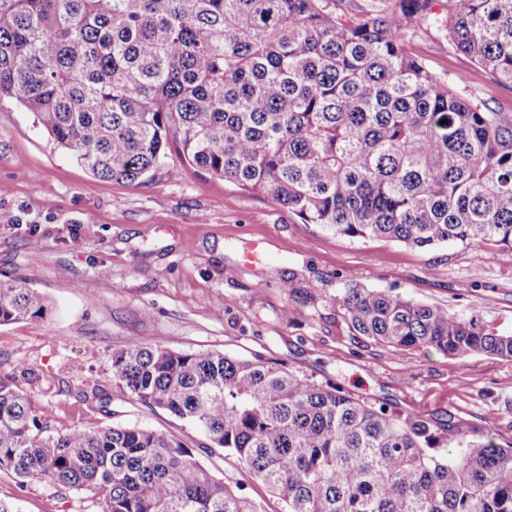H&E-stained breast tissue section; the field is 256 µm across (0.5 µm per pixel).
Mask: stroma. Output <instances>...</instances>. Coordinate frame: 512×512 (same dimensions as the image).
Segmentation results:
<instances>
[{
    "mask_svg": "<svg viewBox=\"0 0 512 512\" xmlns=\"http://www.w3.org/2000/svg\"><path fill=\"white\" fill-rule=\"evenodd\" d=\"M408 49L470 99L512 121V91L457 51L430 22ZM178 175H171V168ZM255 256L244 262L245 253ZM0 274L43 299V316L0 326V371L18 375L52 431L132 424L188 445L202 434L175 416L113 393L112 356L136 339L177 350L262 357L318 382L426 417H452L512 441V360L392 348L353 335L336 301L348 282L392 291L512 333V249L412 248L351 239L300 223L269 198L240 191L169 151L135 180L94 176L58 148L34 113L0 101ZM35 369L37 378L25 377ZM199 457L280 512L271 492L223 451ZM18 512H101L86 492L47 480L20 487L0 471Z\"/></svg>",
    "mask_w": 512,
    "mask_h": 512,
    "instance_id": "35a3bbf8",
    "label": "stroma"
}]
</instances>
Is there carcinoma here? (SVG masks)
Here are the masks:
<instances>
[{"label":"carcinoma","mask_w":512,"mask_h":512,"mask_svg":"<svg viewBox=\"0 0 512 512\" xmlns=\"http://www.w3.org/2000/svg\"><path fill=\"white\" fill-rule=\"evenodd\" d=\"M0 0V100L34 113L96 176L180 158L302 224L349 238L479 253L512 249V122L406 46L432 0ZM456 50L512 89V0H448ZM350 328L394 351L512 359L477 317L347 283ZM0 279V325L42 315ZM112 389L195 426L249 468L282 512H512V442L464 421L369 402L261 358L137 340ZM83 402L104 409L99 387ZM50 480L101 512H264L174 435L137 425L53 433L0 373V471Z\"/></svg>","instance_id":"1"}]
</instances>
